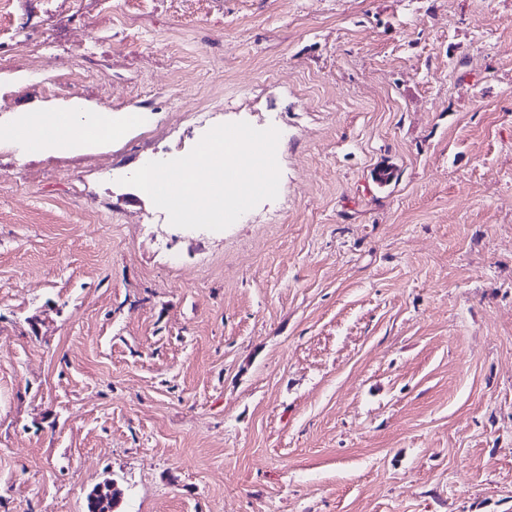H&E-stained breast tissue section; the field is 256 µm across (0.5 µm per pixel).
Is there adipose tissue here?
<instances>
[{"label":"adipose tissue","instance_id":"obj_1","mask_svg":"<svg viewBox=\"0 0 512 512\" xmlns=\"http://www.w3.org/2000/svg\"><path fill=\"white\" fill-rule=\"evenodd\" d=\"M128 112L112 117L97 105L73 100L61 108L27 112L10 122V143L20 156L53 152H86L119 131L143 123Z\"/></svg>","mask_w":512,"mask_h":512}]
</instances>
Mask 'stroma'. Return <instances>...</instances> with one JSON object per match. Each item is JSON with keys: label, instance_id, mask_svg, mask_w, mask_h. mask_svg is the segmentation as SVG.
I'll use <instances>...</instances> for the list:
<instances>
[{"label": "stroma", "instance_id": "obj_1", "mask_svg": "<svg viewBox=\"0 0 512 512\" xmlns=\"http://www.w3.org/2000/svg\"><path fill=\"white\" fill-rule=\"evenodd\" d=\"M74 99L145 122L0 136V512H512V0H14L0 127ZM238 121L228 228L123 184ZM144 122V115L128 112L112 118L97 105L72 100L64 107L24 112L9 123L10 144L22 157L53 152H86L121 130ZM119 503V492L114 489L112 494L108 490L104 494L94 488L87 496L86 512H121L115 511Z\"/></svg>", "mask_w": 512, "mask_h": 512}]
</instances>
